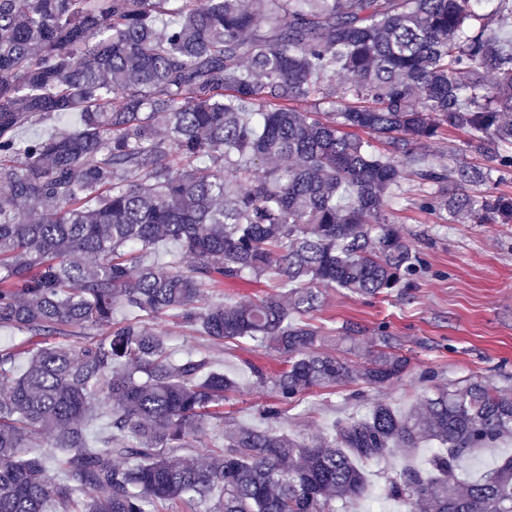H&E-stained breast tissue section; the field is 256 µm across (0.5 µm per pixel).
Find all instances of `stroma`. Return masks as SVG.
<instances>
[{
	"label": "stroma",
	"instance_id": "obj_1",
	"mask_svg": "<svg viewBox=\"0 0 512 512\" xmlns=\"http://www.w3.org/2000/svg\"><path fill=\"white\" fill-rule=\"evenodd\" d=\"M395 231L420 251L427 268L414 286L387 297L367 299L341 288L323 291L315 323L350 327V336L325 340L324 351L351 362V379L321 389L288 406L281 428L291 434L316 436L336 419L366 411L383 401L398 410L420 402L429 386H462L474 379L512 391V223H446L403 203ZM387 326L410 359L399 382L372 388L361 372L376 349L378 326ZM170 345L208 347L216 365L233 374L236 390L224 402L225 424L259 423L261 408L272 398L269 385L247 370L248 363L277 373L283 357L272 348L249 344H209L207 339L171 318L156 324ZM433 374L432 385L421 372ZM368 479L362 498L336 501L335 512H364L367 499L383 492L398 472L397 458L361 462Z\"/></svg>",
	"mask_w": 512,
	"mask_h": 512
}]
</instances>
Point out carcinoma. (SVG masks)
I'll use <instances>...</instances> for the list:
<instances>
[{"label": "carcinoma", "mask_w": 512, "mask_h": 512, "mask_svg": "<svg viewBox=\"0 0 512 512\" xmlns=\"http://www.w3.org/2000/svg\"><path fill=\"white\" fill-rule=\"evenodd\" d=\"M73 112L76 130L19 137ZM452 133L454 166L424 162ZM0 183V327L26 359L0 350V512H334L364 493L355 460L391 455L387 493L412 510L512 512V459L458 489L460 456L512 439V392L478 379L315 438L277 427L353 374L320 350L322 289L376 298L423 274L391 227L411 188L429 214L512 223V0H0ZM271 273L275 291L217 299ZM167 314L284 357L250 366L273 393L261 423L203 463L188 449L236 381L176 356ZM377 342L371 386L409 364Z\"/></svg>", "instance_id": "carcinoma-1"}]
</instances>
